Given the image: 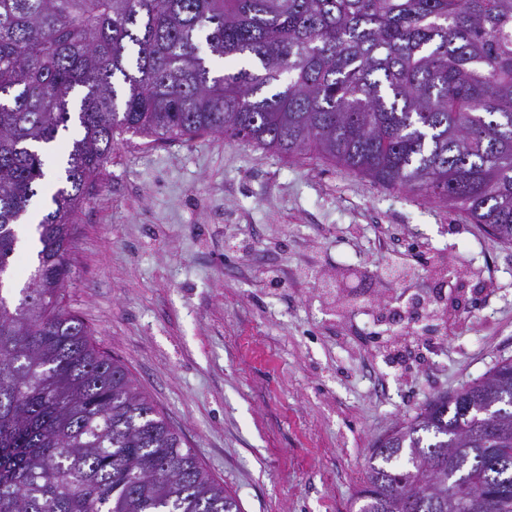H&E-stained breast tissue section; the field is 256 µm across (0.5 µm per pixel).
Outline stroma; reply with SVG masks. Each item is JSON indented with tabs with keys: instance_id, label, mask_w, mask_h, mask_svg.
Returning <instances> with one entry per match:
<instances>
[{
	"instance_id": "obj_1",
	"label": "stroma",
	"mask_w": 512,
	"mask_h": 512,
	"mask_svg": "<svg viewBox=\"0 0 512 512\" xmlns=\"http://www.w3.org/2000/svg\"><path fill=\"white\" fill-rule=\"evenodd\" d=\"M67 307L242 512H356L374 442L512 358V245L312 153L117 141ZM426 301L427 331L383 311Z\"/></svg>"
}]
</instances>
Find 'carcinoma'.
<instances>
[{"label": "carcinoma", "mask_w": 512, "mask_h": 512, "mask_svg": "<svg viewBox=\"0 0 512 512\" xmlns=\"http://www.w3.org/2000/svg\"><path fill=\"white\" fill-rule=\"evenodd\" d=\"M204 45L252 65L216 75ZM126 133L310 149L511 245L512 0H0V264L43 207L0 296V512H241L65 308L73 217ZM354 503L512 512V359L395 424ZM34 258L35 256L29 246L22 244L21 248H16L12 263L7 271V276L11 281V285L7 288H10V290L3 291V295L12 305L18 303L19 291L28 282V271L34 262Z\"/></svg>", "instance_id": "cac0c4a2"}]
</instances>
